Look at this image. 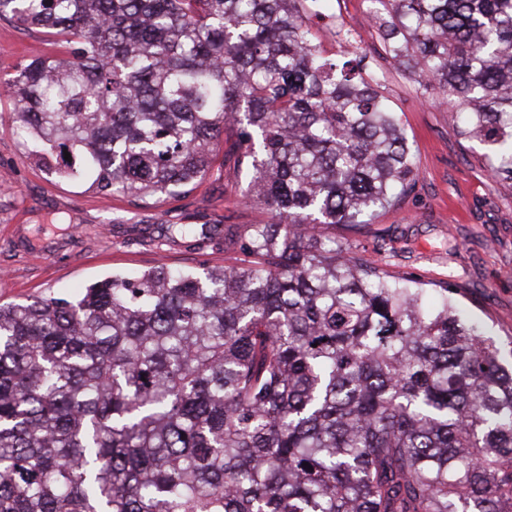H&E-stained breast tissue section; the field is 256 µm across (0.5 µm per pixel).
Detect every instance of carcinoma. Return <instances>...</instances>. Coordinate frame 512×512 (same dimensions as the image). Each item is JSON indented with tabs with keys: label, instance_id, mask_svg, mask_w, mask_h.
<instances>
[{
	"label": "carcinoma",
	"instance_id": "cac0c4a2",
	"mask_svg": "<svg viewBox=\"0 0 512 512\" xmlns=\"http://www.w3.org/2000/svg\"><path fill=\"white\" fill-rule=\"evenodd\" d=\"M302 2L0 0L67 45L0 77L47 175L147 208L223 138L272 216L240 265L0 304V512H512V368L448 298L322 233L417 167L366 56L324 57ZM372 3L385 52L512 182V0Z\"/></svg>",
	"mask_w": 512,
	"mask_h": 512
}]
</instances>
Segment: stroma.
<instances>
[{"label": "stroma", "mask_w": 512, "mask_h": 512, "mask_svg": "<svg viewBox=\"0 0 512 512\" xmlns=\"http://www.w3.org/2000/svg\"><path fill=\"white\" fill-rule=\"evenodd\" d=\"M327 10L361 29V42L340 47L324 23L306 25L324 56L366 52L365 78L398 112L418 176L408 192L372 223L337 226L338 240L390 277L429 291L453 283L456 306L512 362V183L491 178L476 142L459 135L449 106L421 102L417 85L384 52L367 0H329ZM53 36L0 18V76L53 52ZM10 95L0 94V303L63 294L116 271L135 272L157 261L178 268L222 266L223 238L204 248L171 242L167 227L194 217L199 224L266 223L260 205L243 202L251 174L227 158L193 191L157 207L138 209L115 196L49 177L27 156L11 120ZM48 243L36 258L32 238Z\"/></svg>", "instance_id": "1"}]
</instances>
